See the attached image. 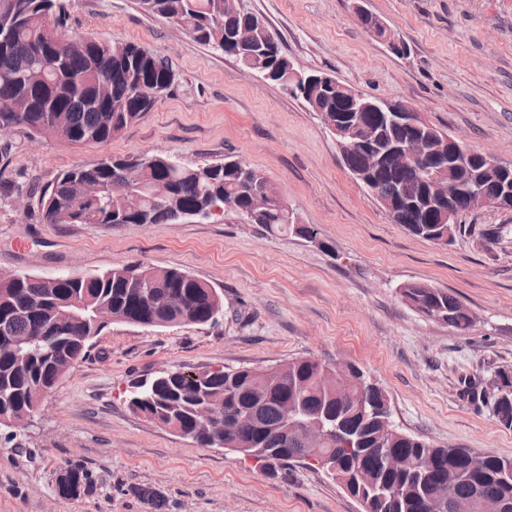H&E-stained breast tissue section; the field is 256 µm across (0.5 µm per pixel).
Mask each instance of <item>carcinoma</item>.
<instances>
[{
  "mask_svg": "<svg viewBox=\"0 0 512 512\" xmlns=\"http://www.w3.org/2000/svg\"><path fill=\"white\" fill-rule=\"evenodd\" d=\"M141 9L169 20L197 42L235 58L251 72L270 74L286 87L292 62L279 42H271L266 23L237 7V0H139ZM55 0H0V124L29 140L51 138L75 147L104 145L139 120L166 95L175 73L165 58L133 42H114L81 32L60 34L51 21ZM243 27L255 32L256 48L240 49L232 37ZM305 103L322 123L347 111L344 96L314 85ZM363 125L383 141L403 140V130H385L379 116L367 113ZM167 152L137 157L112 156L57 175L39 198L44 224H176L219 204L238 216L248 214L260 194L268 203L253 223L272 234L303 235L309 226L289 222L293 212L281 191L256 167L242 168L235 156L189 166L172 165ZM346 168L365 167L355 147L343 157ZM374 197L394 200V223L431 241L446 232L454 241L461 225L441 224L447 204L433 199L413 168L385 163L371 174ZM401 297L414 310L435 320L450 313L452 328L464 334L473 320L446 289L411 282ZM224 300L207 283L177 268L158 269L140 262L80 276L44 279L22 272L0 279V414L34 413L62 374L82 361L102 326L97 314L112 313L119 322L141 327L214 323ZM198 385L179 369L161 371L146 386L130 385L129 406L161 426L174 423L200 448L247 450L271 470L292 461L327 455L336 466L341 488L363 500V512H431L430 496L441 484L451 489L453 507L441 512H479L483 495L500 498L512 512V457L489 454L480 471L468 467L472 449L435 446L401 430H385L378 411L379 386L348 388L314 359L279 364L271 379L252 369H199ZM473 400L492 397L495 415L512 418V377L499 375L494 392L470 384ZM216 408L222 421L206 422L198 405ZM317 419L328 440L313 448L304 431L288 426V417ZM384 453L400 461L394 469L377 465ZM84 476L70 470L62 492L73 494Z\"/></svg>",
  "mask_w": 512,
  "mask_h": 512,
  "instance_id": "obj_1",
  "label": "carcinoma"
}]
</instances>
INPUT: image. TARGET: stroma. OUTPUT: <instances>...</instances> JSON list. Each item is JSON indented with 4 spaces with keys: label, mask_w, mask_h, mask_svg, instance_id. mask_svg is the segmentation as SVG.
Returning a JSON list of instances; mask_svg holds the SVG:
<instances>
[{
    "label": "stroma",
    "mask_w": 512,
    "mask_h": 512,
    "mask_svg": "<svg viewBox=\"0 0 512 512\" xmlns=\"http://www.w3.org/2000/svg\"><path fill=\"white\" fill-rule=\"evenodd\" d=\"M64 29L134 42L168 59L169 93L111 142L76 148L0 134V181L43 189L103 158L160 150L188 165L233 152L261 170L316 240L271 236L236 214L178 224H44L36 200L0 204V273L82 275L140 261L215 288L214 324L144 328L111 322L45 396L29 424L0 430V512H362L323 471H277L201 448L128 405L134 380L162 369H267L311 357L351 363L386 393L402 431L438 446L512 457V428L468 381L512 373V211L463 217L440 246L395 224L353 179L318 113L279 85L196 42L139 0H60ZM361 3L406 55L362 28ZM263 17L295 67L366 94L404 100L426 121L512 165V0H239ZM409 282L443 288L470 309L458 335L408 307ZM87 480L59 492L65 469Z\"/></svg>",
    "instance_id": "obj_1"
}]
</instances>
